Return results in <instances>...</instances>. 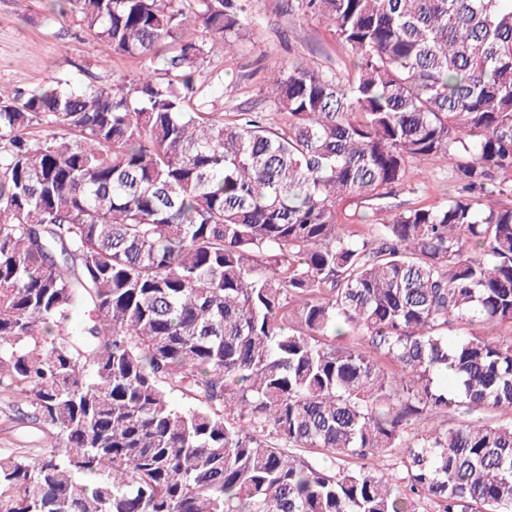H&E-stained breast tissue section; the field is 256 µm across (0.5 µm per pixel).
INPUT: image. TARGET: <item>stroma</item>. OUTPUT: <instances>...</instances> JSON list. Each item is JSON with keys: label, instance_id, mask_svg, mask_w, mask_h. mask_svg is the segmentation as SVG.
Returning <instances> with one entry per match:
<instances>
[{"label": "stroma", "instance_id": "obj_1", "mask_svg": "<svg viewBox=\"0 0 512 512\" xmlns=\"http://www.w3.org/2000/svg\"><path fill=\"white\" fill-rule=\"evenodd\" d=\"M249 26L234 56L214 43L207 64L203 94L213 112H262L269 123L280 120L266 97L264 79L291 62L323 71L347 74L351 49L333 25L303 14L287 0H243ZM76 17H58L50 0H0V98L19 87L52 85L70 80L78 86L110 74L132 80L143 68L140 59L91 47L78 36ZM452 161L440 157L432 169L410 165L407 177L389 200L404 208L446 202L453 192ZM20 400L10 389L0 390V454L7 456L42 447L44 434L15 412Z\"/></svg>", "mask_w": 512, "mask_h": 512}]
</instances>
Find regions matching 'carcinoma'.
<instances>
[{"mask_svg": "<svg viewBox=\"0 0 512 512\" xmlns=\"http://www.w3.org/2000/svg\"><path fill=\"white\" fill-rule=\"evenodd\" d=\"M54 2L162 68L0 101V384L50 439L0 512H512V0H299L353 64L268 77L275 126L200 95L242 0ZM443 154L447 202L339 222ZM347 206L346 208V214L348 215V218H350V220H345L343 221L344 223L342 224H347V228L349 230H352V231H356V233H363V232H366L368 231L369 227H370V224H376L378 222H382V219L385 218V214L383 213H374V210H371L369 208H366V207H359L357 208V211H359V215L358 216H353V213L356 209V205L355 204H352L351 206L349 205H344V207ZM361 213H365V218H361ZM357 218V219H356Z\"/></svg>", "mask_w": 512, "mask_h": 512, "instance_id": "cac0c4a2", "label": "carcinoma"}]
</instances>
